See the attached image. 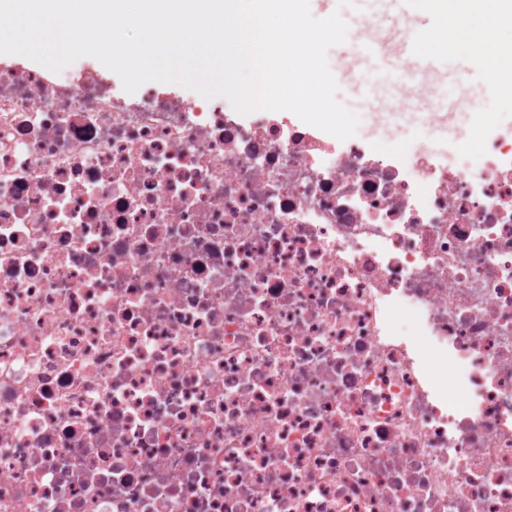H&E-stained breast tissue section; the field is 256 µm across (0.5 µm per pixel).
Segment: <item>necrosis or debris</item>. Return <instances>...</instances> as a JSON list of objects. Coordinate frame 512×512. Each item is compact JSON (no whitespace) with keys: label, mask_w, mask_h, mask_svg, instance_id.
<instances>
[{"label":"necrosis or debris","mask_w":512,"mask_h":512,"mask_svg":"<svg viewBox=\"0 0 512 512\" xmlns=\"http://www.w3.org/2000/svg\"><path fill=\"white\" fill-rule=\"evenodd\" d=\"M464 106L452 169L0 71V512H512V97Z\"/></svg>","instance_id":"necrosis-or-debris-1"}]
</instances>
